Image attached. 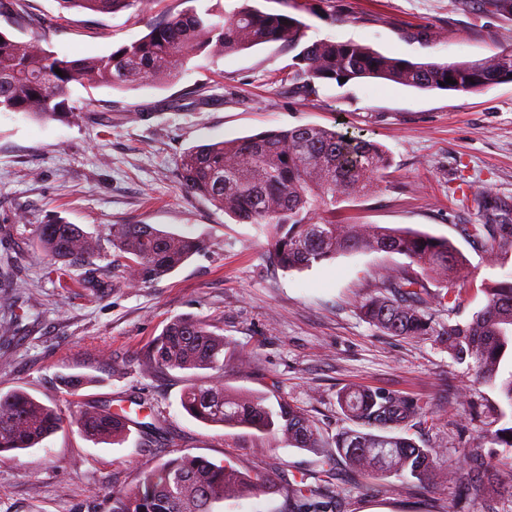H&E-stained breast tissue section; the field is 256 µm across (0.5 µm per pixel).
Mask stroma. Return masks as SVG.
<instances>
[{"label":"stroma","mask_w":512,"mask_h":512,"mask_svg":"<svg viewBox=\"0 0 512 512\" xmlns=\"http://www.w3.org/2000/svg\"><path fill=\"white\" fill-rule=\"evenodd\" d=\"M27 22L0 16V32L39 39L61 55H104L143 37L150 24L184 9L183 0L132 4L116 14L67 11L58 0H29ZM297 17L305 38L353 41L414 62H457L512 48V9L491 0H259ZM291 51L277 44L193 58L169 81L131 89L74 85L63 119L0 112V393L21 388L57 408L63 427L41 445L0 460V512H108L115 487L183 454L221 465L316 479L321 457L255 430L201 423L180 399L191 373L147 367L144 355L165 325L190 315L223 335L228 351L251 358L228 372L231 389L305 410L327 441L352 428L339 392L382 390L428 405L434 422L409 429L439 449L444 471L480 447L501 472L512 448L486 442L500 428L499 391L479 383L435 337L393 336L360 306L378 293L381 267L408 265L384 252H347L285 270L270 241L208 201L186 195L177 163L186 149L267 130L319 125L370 137L390 156L376 193L341 203L346 224H381L448 238L469 259L474 287L437 321L466 323L486 303L483 283L512 277V250L488 265L463 237L477 223L462 196L482 189L512 195V83L479 93L419 91L380 80L330 82L294 94ZM106 239L111 225L150 224L200 238L202 249L153 284H133L111 257L98 259L102 289L61 287L32 250L36 225L55 218ZM86 374L78 394L60 382ZM128 409L122 443L98 444L70 420L84 404ZM344 512H512L488 487L467 488L442 474L430 485L343 472Z\"/></svg>","instance_id":"obj_1"}]
</instances>
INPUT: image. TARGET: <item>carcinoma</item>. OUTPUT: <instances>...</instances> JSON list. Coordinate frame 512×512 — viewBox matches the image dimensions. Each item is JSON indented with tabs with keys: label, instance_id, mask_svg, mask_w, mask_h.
<instances>
[{
	"label": "carcinoma",
	"instance_id": "obj_1",
	"mask_svg": "<svg viewBox=\"0 0 512 512\" xmlns=\"http://www.w3.org/2000/svg\"><path fill=\"white\" fill-rule=\"evenodd\" d=\"M59 2L65 9L95 13H115L131 4ZM304 27L296 17L238 0L224 10L209 7L201 12L192 5L171 13L142 38L106 56H60L38 40L22 42L0 33V112L60 117L66 114L75 83L128 88L174 77L201 54L222 57L272 43L295 52L288 82L305 94L341 78L471 93L500 83L501 69L512 72L511 49L481 60L411 62L355 42L323 39L304 44ZM57 68L62 74L55 72ZM447 77L456 84L445 82ZM389 167L385 148L360 134L303 125L191 147L180 157L177 178L182 192L209 201L239 224L261 226L272 241L274 261L284 269L310 268L358 250L406 256L421 272L402 269L381 275V291L361 306L364 316L393 336L437 337L455 360L473 364L479 382L500 386L512 410V371L500 376L502 365L512 362V281L485 284L486 304L469 323L438 326L432 310H454L461 287L472 277L466 258L448 239L379 224L336 223V204L376 192ZM471 204L479 222L464 226L462 232L495 263L512 248V196L485 189L472 194ZM109 236L114 261L144 285L182 266L203 245L198 238L151 224H114ZM34 246L59 276L78 268V285L99 287L94 260L100 244L79 225L59 219L40 224ZM431 280L439 284L433 292L428 287ZM145 363L161 370L212 371L207 381L190 384L181 395L183 410L195 420L280 435L294 448L321 454L323 469L315 482L300 476L282 486L288 512H341L335 484L339 459L359 477L381 474L419 482L430 480L437 466L438 449L403 436L406 428L434 420L429 407L382 390H344L338 400L346 417L361 420L376 432L349 430L331 444L300 408L281 404L274 410L262 396L228 389L224 368H238L242 360L224 357V337L190 316L177 317L164 328L149 347ZM113 422L107 405H87L73 420L90 440L118 443L127 430L114 432ZM61 423L54 407L22 389L0 394V457L36 447ZM465 455L472 462L453 471V481L500 486L502 494L512 497V477L505 485L495 464L484 463L473 448ZM274 487L265 471L242 472L184 454L145 470L135 487L112 490L110 512H215L227 499Z\"/></svg>",
	"mask_w": 512,
	"mask_h": 512
}]
</instances>
